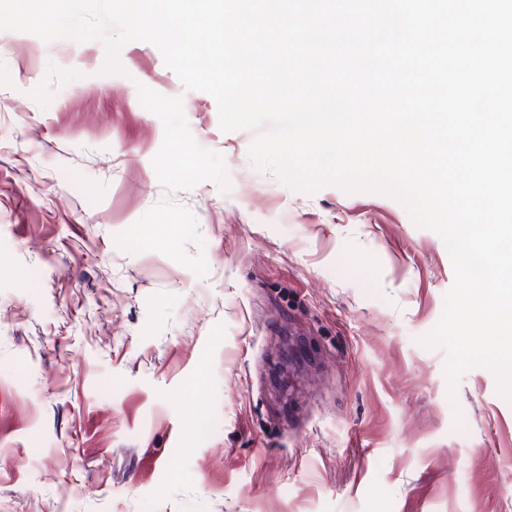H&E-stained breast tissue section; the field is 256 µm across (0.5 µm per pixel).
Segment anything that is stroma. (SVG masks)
Here are the masks:
<instances>
[{
	"label": "stroma",
	"instance_id": "1",
	"mask_svg": "<svg viewBox=\"0 0 512 512\" xmlns=\"http://www.w3.org/2000/svg\"><path fill=\"white\" fill-rule=\"evenodd\" d=\"M118 60L0 31V512H512V398L422 343L443 240Z\"/></svg>",
	"mask_w": 512,
	"mask_h": 512
}]
</instances>
